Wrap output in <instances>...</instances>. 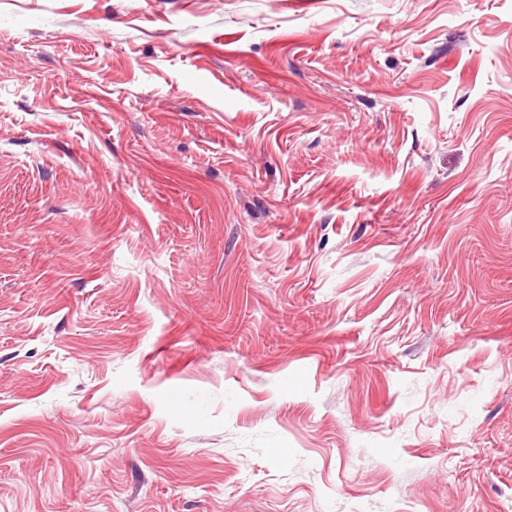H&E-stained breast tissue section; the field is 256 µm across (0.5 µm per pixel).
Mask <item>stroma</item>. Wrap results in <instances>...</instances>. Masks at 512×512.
Listing matches in <instances>:
<instances>
[{
    "mask_svg": "<svg viewBox=\"0 0 512 512\" xmlns=\"http://www.w3.org/2000/svg\"><path fill=\"white\" fill-rule=\"evenodd\" d=\"M0 512H512V0H0Z\"/></svg>",
    "mask_w": 512,
    "mask_h": 512,
    "instance_id": "obj_1",
    "label": "stroma"
}]
</instances>
